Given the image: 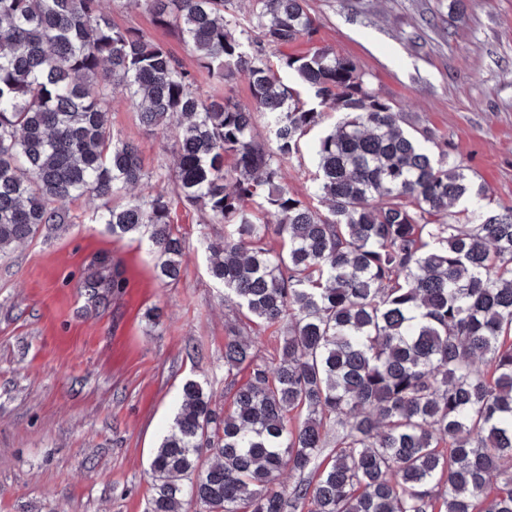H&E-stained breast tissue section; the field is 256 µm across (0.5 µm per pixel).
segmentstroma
Instances as JSON below:
<instances>
[{
	"label": "stroma",
	"instance_id": "stroma-1",
	"mask_svg": "<svg viewBox=\"0 0 512 512\" xmlns=\"http://www.w3.org/2000/svg\"><path fill=\"white\" fill-rule=\"evenodd\" d=\"M113 22L165 45L207 97L247 104V79L233 86L199 67L178 35L143 9L103 0ZM317 32L287 51L332 49L353 60L370 88L403 116L405 130L427 128L447 142L487 191L485 206H512V0H308ZM327 113L283 169L289 190L314 192L313 148L338 120ZM115 137L138 144L143 165L169 173L175 128L149 131L122 95L109 114ZM95 201L66 206L65 223L43 227L0 260V512H145L154 448L169 429L182 384L207 386L228 406L224 338L230 326L271 346L270 333L225 303L209 275L208 245L220 224L178 210L185 243L179 281L161 283L148 243L112 236L90 216ZM120 260L125 288L90 299L84 286L97 255ZM63 256V274L40 269ZM64 298L58 346L45 332L44 300Z\"/></svg>",
	"mask_w": 512,
	"mask_h": 512
}]
</instances>
